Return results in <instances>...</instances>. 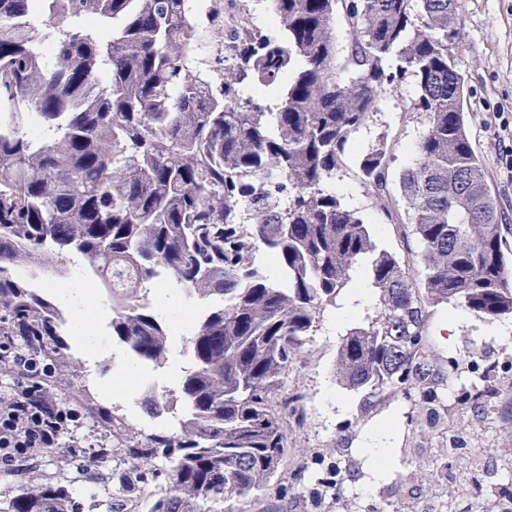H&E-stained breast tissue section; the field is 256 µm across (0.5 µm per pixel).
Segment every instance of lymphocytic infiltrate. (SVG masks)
I'll return each mask as SVG.
<instances>
[{
    "mask_svg": "<svg viewBox=\"0 0 512 512\" xmlns=\"http://www.w3.org/2000/svg\"><path fill=\"white\" fill-rule=\"evenodd\" d=\"M57 358L35 353L0 329V370L12 379L0 388V465L58 447L71 436L83 412L66 402L49 400Z\"/></svg>",
    "mask_w": 512,
    "mask_h": 512,
    "instance_id": "1",
    "label": "lymphocytic infiltrate"
}]
</instances>
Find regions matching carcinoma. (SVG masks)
Segmentation results:
<instances>
[{
	"label": "carcinoma",
	"mask_w": 512,
	"mask_h": 512,
	"mask_svg": "<svg viewBox=\"0 0 512 512\" xmlns=\"http://www.w3.org/2000/svg\"><path fill=\"white\" fill-rule=\"evenodd\" d=\"M271 2L286 39L248 31L231 52L257 86L286 85L277 112L188 65V0H0V321L33 350L64 346L54 309L12 275L19 252L57 276L76 254L112 278V335L157 366L172 327L137 289L164 275L222 298L187 338L177 427L130 441L110 419L118 450L168 465L170 494L153 512H186L185 495L246 496L283 466L288 406L272 394L357 268L380 310L348 330L336 374L367 400L424 374L430 307L512 314V225L473 148L449 49L460 0ZM339 4L353 32L347 80L336 63ZM407 77L425 126L398 180L417 269L380 248L329 189L351 135ZM388 169L382 137L360 170L384 207ZM261 247L280 278L254 264ZM10 512L75 510L50 476Z\"/></svg>",
	"instance_id": "carcinoma-1"
}]
</instances>
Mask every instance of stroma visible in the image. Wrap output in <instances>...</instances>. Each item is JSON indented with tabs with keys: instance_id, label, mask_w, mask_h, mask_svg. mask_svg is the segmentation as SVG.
<instances>
[{
	"instance_id": "35a3bbf8",
	"label": "stroma",
	"mask_w": 512,
	"mask_h": 512,
	"mask_svg": "<svg viewBox=\"0 0 512 512\" xmlns=\"http://www.w3.org/2000/svg\"><path fill=\"white\" fill-rule=\"evenodd\" d=\"M463 24L452 49L456 69L468 94L466 110L474 148L482 156L487 183L507 223L512 224V0H462ZM192 29L187 46L190 65L202 71L215 87H223L230 70L224 32L239 12H246L253 31L281 38L282 30L269 26L271 0H189ZM417 88L412 80L388 87L378 111L350 138L344 166L331 183L344 205L370 223L379 245L409 264H416L419 246L408 224L406 206L394 197L382 209L359 170L361 154L386 137L391 150L390 179L415 158L424 130L423 118L412 104ZM40 296L57 302L60 331L67 344L59 349L57 385L60 400L80 402L91 417L69 442L20 462L8 479L0 480V512L10 502L39 490L47 475L69 473L77 456L89 455L109 444L102 426L108 417L125 420L127 438L139 439L161 430L144 408L131 409L107 394L114 353L126 347L112 336V316L96 324L112 356L87 363L70 343L74 314L60 303L55 289ZM454 304L431 307L425 329L431 374L439 375L438 397L428 401L422 384L411 380L406 388L388 390L371 406L361 393L346 389L336 378L342 332L329 324L335 308L319 318L314 336L281 379L278 398L296 397L288 416V459L266 487L245 497L212 504H196V512H267L270 501L283 500V512H512V341L487 335L489 317L467 312L455 320ZM492 377L495 389L483 402L469 396ZM390 421L395 425L391 462L384 477L372 480L361 448L367 432ZM148 480L124 488L121 476L129 471ZM162 460H107L93 487L75 484L72 497L77 512H113L119 500L134 503V512H152L156 489L165 485Z\"/></svg>"
}]
</instances>
